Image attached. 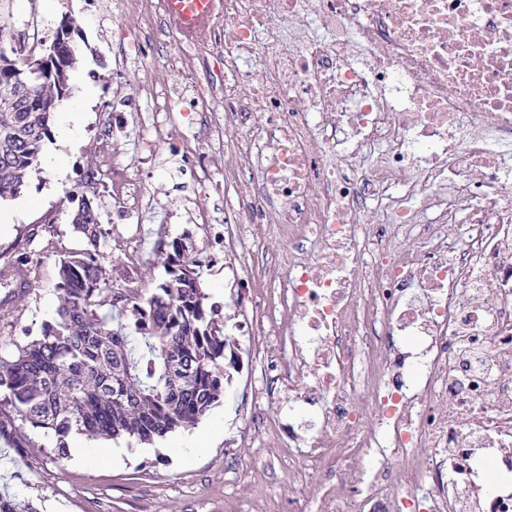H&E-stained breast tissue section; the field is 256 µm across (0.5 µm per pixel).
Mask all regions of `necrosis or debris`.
<instances>
[{"mask_svg": "<svg viewBox=\"0 0 512 512\" xmlns=\"http://www.w3.org/2000/svg\"><path fill=\"white\" fill-rule=\"evenodd\" d=\"M123 7L149 113L112 204L143 214L160 153L194 174L245 438L288 483L257 512H308L312 474L320 512H512V0H224L190 41L167 0Z\"/></svg>", "mask_w": 512, "mask_h": 512, "instance_id": "obj_1", "label": "necrosis or debris"}]
</instances>
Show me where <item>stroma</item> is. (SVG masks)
Listing matches in <instances>:
<instances>
[{
	"instance_id": "1",
	"label": "stroma",
	"mask_w": 512,
	"mask_h": 512,
	"mask_svg": "<svg viewBox=\"0 0 512 512\" xmlns=\"http://www.w3.org/2000/svg\"><path fill=\"white\" fill-rule=\"evenodd\" d=\"M30 12L50 33L62 18L72 17L83 38L76 43L79 62L69 73L71 91L54 114L53 133L44 143L39 168L17 201L4 203L16 214L12 223H0V264L27 256L34 276L33 288L23 297L0 288V307L11 310L0 317V353L5 355L14 343H25L26 330L38 329L53 317L58 262L82 246L70 227L68 194L79 190L85 171L100 161L87 144L98 112L112 107L113 85H122L131 106L146 108L136 79L107 81L117 25L138 24L135 16L123 13L119 0H97L92 8L85 0H11L5 9L14 17ZM89 87L97 94L96 109L81 124H73L71 114L79 110ZM137 177L154 196L140 223H126L107 194L96 196L94 202L104 223L137 242L142 254L137 278L148 290L166 276L155 262L156 252L191 229L189 214L197 194L191 173L166 153ZM235 360L223 399L196 427L150 445L114 440L117 453L109 460L97 440H83L81 457L54 461L38 451L45 441L41 430H29V448L14 447L8 437L0 436V494L32 502L38 512H251L257 495L287 498L288 485L278 461L244 443L248 357L240 350Z\"/></svg>"
}]
</instances>
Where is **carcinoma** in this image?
<instances>
[{
    "label": "carcinoma",
    "instance_id": "1",
    "mask_svg": "<svg viewBox=\"0 0 512 512\" xmlns=\"http://www.w3.org/2000/svg\"><path fill=\"white\" fill-rule=\"evenodd\" d=\"M75 30L71 18L60 21L36 85L20 82L21 66L0 54V200L16 197L38 167L78 62ZM71 223L86 247L60 259L55 316L12 356H0V435L32 448L25 429H40L50 438L42 452L63 459L73 433L150 445L195 427L224 395L231 337L221 309L207 303L193 235L186 231L159 251L167 277L145 296L113 287L123 271L105 264L101 251L112 229L89 199L78 200ZM12 267L15 275L0 283L31 287L27 264ZM0 512L36 510L0 496Z\"/></svg>",
    "mask_w": 512,
    "mask_h": 512
}]
</instances>
